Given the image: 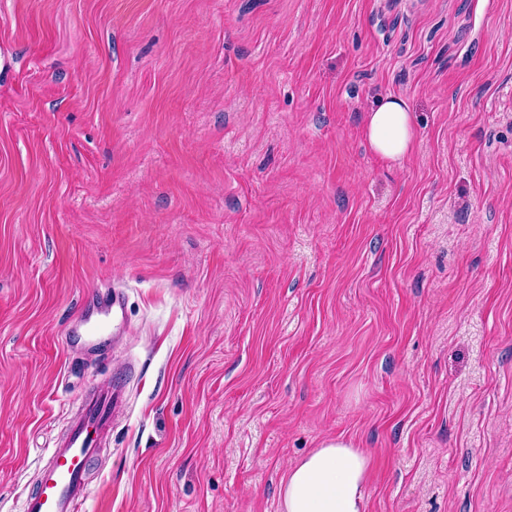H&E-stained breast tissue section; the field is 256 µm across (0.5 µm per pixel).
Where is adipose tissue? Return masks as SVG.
Masks as SVG:
<instances>
[{
  "instance_id": "obj_1",
  "label": "adipose tissue",
  "mask_w": 512,
  "mask_h": 512,
  "mask_svg": "<svg viewBox=\"0 0 512 512\" xmlns=\"http://www.w3.org/2000/svg\"><path fill=\"white\" fill-rule=\"evenodd\" d=\"M363 137L383 158L398 163L412 150L415 128L404 99L382 98L369 111ZM371 460L363 449L342 438L288 467L280 485L281 512H366Z\"/></svg>"
}]
</instances>
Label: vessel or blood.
<instances>
[{
  "instance_id": "obj_1",
  "label": "vessel or blood",
  "mask_w": 512,
  "mask_h": 512,
  "mask_svg": "<svg viewBox=\"0 0 512 512\" xmlns=\"http://www.w3.org/2000/svg\"><path fill=\"white\" fill-rule=\"evenodd\" d=\"M122 293H100L98 306L79 319L88 342L103 349L112 323L124 319ZM125 402L124 388L115 381L90 389L80 400L67 432L59 439L39 472L38 486L23 500L22 512H83L91 494L87 480L90 462L112 434V417Z\"/></svg>"
}]
</instances>
